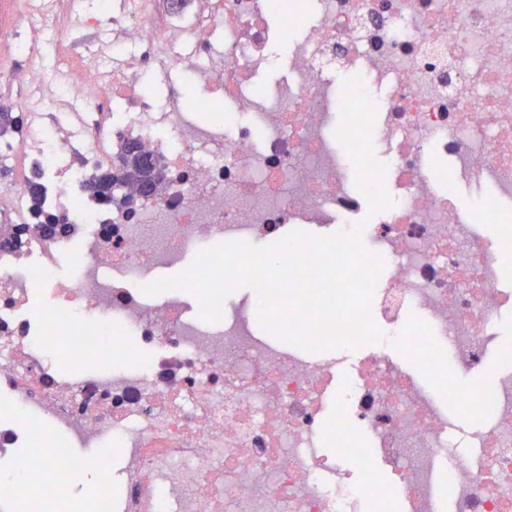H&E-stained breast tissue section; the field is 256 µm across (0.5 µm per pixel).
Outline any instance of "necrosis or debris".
<instances>
[{"mask_svg": "<svg viewBox=\"0 0 512 512\" xmlns=\"http://www.w3.org/2000/svg\"><path fill=\"white\" fill-rule=\"evenodd\" d=\"M77 26L111 31L112 75L86 53L55 85L23 65L41 29L0 13V85L42 104L0 134V170H26L0 180V470L21 476L0 512L87 468L98 512H512V0H119ZM278 37L290 78L267 88ZM130 141L163 159L161 193L90 196ZM369 208L371 316L418 372L379 343L340 391L347 353L256 334L258 296L206 322L142 289L211 245L329 236ZM446 359L493 387L459 390Z\"/></svg>", "mask_w": 512, "mask_h": 512, "instance_id": "1", "label": "necrosis or debris"}]
</instances>
